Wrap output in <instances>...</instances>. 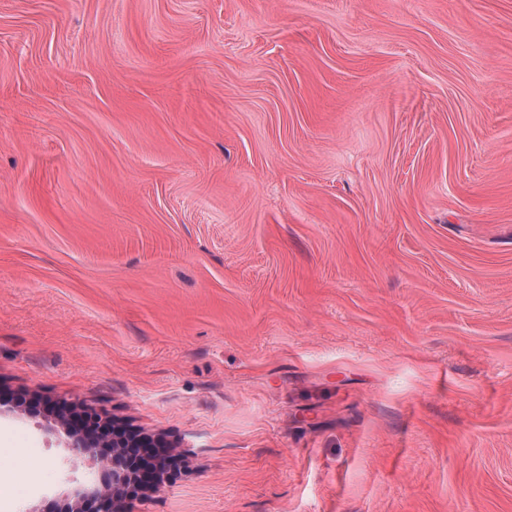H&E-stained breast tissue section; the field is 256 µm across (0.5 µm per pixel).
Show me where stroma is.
I'll list each match as a JSON object with an SVG mask.
<instances>
[{"instance_id": "stroma-1", "label": "stroma", "mask_w": 512, "mask_h": 512, "mask_svg": "<svg viewBox=\"0 0 512 512\" xmlns=\"http://www.w3.org/2000/svg\"><path fill=\"white\" fill-rule=\"evenodd\" d=\"M512 512V0H0V512ZM72 413L63 420L69 447L79 453H93V448H112V456L98 457V484L78 487L65 494L64 512H123L121 502L126 488L136 479V466L121 448L125 445L95 430L97 413ZM66 421V422H65Z\"/></svg>"}]
</instances>
